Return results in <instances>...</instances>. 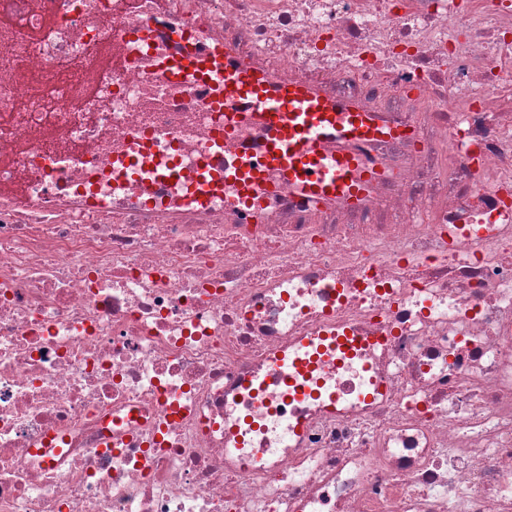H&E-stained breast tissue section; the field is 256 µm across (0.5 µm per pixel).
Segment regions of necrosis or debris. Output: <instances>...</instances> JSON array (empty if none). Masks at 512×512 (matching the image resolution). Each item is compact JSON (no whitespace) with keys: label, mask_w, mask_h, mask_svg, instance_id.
I'll use <instances>...</instances> for the list:
<instances>
[{"label":"necrosis or debris","mask_w":512,"mask_h":512,"mask_svg":"<svg viewBox=\"0 0 512 512\" xmlns=\"http://www.w3.org/2000/svg\"><path fill=\"white\" fill-rule=\"evenodd\" d=\"M228 49L400 134L358 204L195 206ZM0 512H512V0H0ZM344 299H337V287ZM382 339L367 406L230 460L236 383L317 329ZM109 173L117 180L165 181L177 178L180 171L176 167L164 171L145 169L140 167L131 157L119 154L112 157V168Z\"/></svg>","instance_id":"obj_1"}]
</instances>
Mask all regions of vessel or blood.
Here are the masks:
<instances>
[{
    "mask_svg": "<svg viewBox=\"0 0 512 512\" xmlns=\"http://www.w3.org/2000/svg\"><path fill=\"white\" fill-rule=\"evenodd\" d=\"M139 45L165 84L204 86L211 110L224 115L196 165L190 192L195 202L230 194L252 204L274 174L296 193L355 204L380 180V170L352 150L356 144L373 146L394 138L379 115L301 82L276 81L225 50L198 47L161 55L147 29L140 32ZM110 174L118 180L165 181L177 178L179 171L146 169L119 154L112 158ZM378 349V341L346 329L315 331L298 338L294 347L277 350L268 371L248 377L235 391L243 419L225 430V443L241 452L245 435L261 430L266 416L279 411L287 423L285 442L294 444L310 405L371 404L380 392L374 373ZM353 361L361 363L364 377L341 391L328 374Z\"/></svg>",
    "mask_w": 512,
    "mask_h": 512,
    "instance_id": "obj_1",
    "label": "vessel or blood"
}]
</instances>
